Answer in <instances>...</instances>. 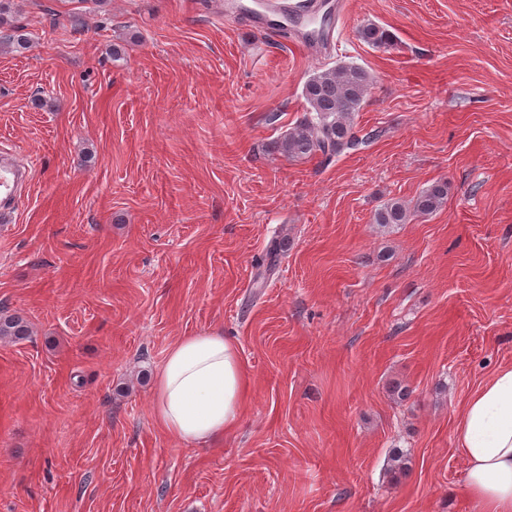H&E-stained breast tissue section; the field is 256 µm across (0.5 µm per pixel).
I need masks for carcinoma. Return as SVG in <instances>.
I'll list each match as a JSON object with an SVG mask.
<instances>
[{
    "label": "carcinoma",
    "mask_w": 512,
    "mask_h": 512,
    "mask_svg": "<svg viewBox=\"0 0 512 512\" xmlns=\"http://www.w3.org/2000/svg\"><path fill=\"white\" fill-rule=\"evenodd\" d=\"M13 0H0V45L18 51L30 48L31 39L21 27L9 24ZM359 37L377 49L395 46L394 35L382 26L368 23L359 30ZM373 85V78L354 64L317 71L305 82L303 96L307 112L302 121L282 138L271 143L272 149L291 159L310 158L320 154L331 158L356 147L360 140L354 132V116L360 111ZM448 182L436 181L407 206L391 200L379 209L374 223L383 227L404 224L412 214L430 215L445 203ZM30 335L27 320L19 314L0 315V339L19 341ZM390 472L404 473L408 468L406 454L394 448L389 455Z\"/></svg>",
    "instance_id": "cac0c4a2"
}]
</instances>
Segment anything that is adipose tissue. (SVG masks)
I'll use <instances>...</instances> for the list:
<instances>
[{"mask_svg":"<svg viewBox=\"0 0 512 512\" xmlns=\"http://www.w3.org/2000/svg\"><path fill=\"white\" fill-rule=\"evenodd\" d=\"M245 384L238 350L222 332L180 337L156 377V420L189 445L221 438L240 420ZM456 433L474 512H512V365L468 399Z\"/></svg>","mask_w":512,"mask_h":512,"instance_id":"1","label":"adipose tissue"}]
</instances>
